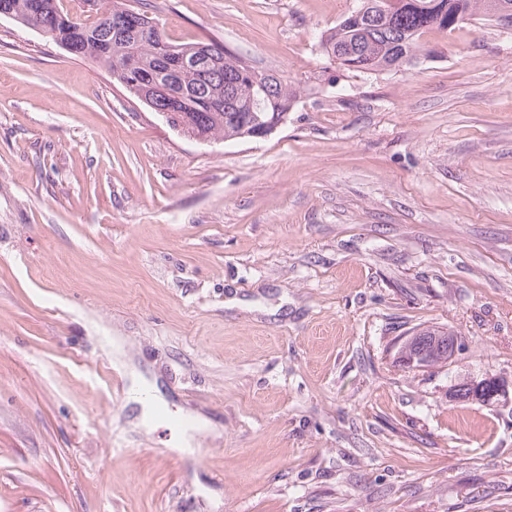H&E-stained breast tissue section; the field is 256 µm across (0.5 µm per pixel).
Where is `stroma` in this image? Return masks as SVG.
Returning a JSON list of instances; mask_svg holds the SVG:
<instances>
[{"mask_svg":"<svg viewBox=\"0 0 512 512\" xmlns=\"http://www.w3.org/2000/svg\"><path fill=\"white\" fill-rule=\"evenodd\" d=\"M133 5L298 101L200 143L0 17V512H512V405L448 400L512 380V29L363 73L319 47L359 0ZM418 326L453 366L396 364ZM110 336L166 401L152 432ZM420 333H424L425 336L434 337L432 341H427L429 346H425V348H423L425 345L424 342L414 345V349L418 346L420 350L418 349V352L414 351V354L409 359H400L402 360V365L408 370H415L429 366L432 363L433 358L435 357L433 350L442 352L444 346L446 347L447 350V354H445V356L448 357V360L447 358L438 357L436 364L441 363V365H443L445 360H447L449 366L454 362L455 358L462 350L461 339L451 331L444 332L435 329H426L420 331ZM509 398L508 383L500 376L486 374L480 379L455 383L448 389V399L453 402L499 405Z\"/></svg>","mask_w":512,"mask_h":512,"instance_id":"35a3bbf8","label":"stroma"}]
</instances>
